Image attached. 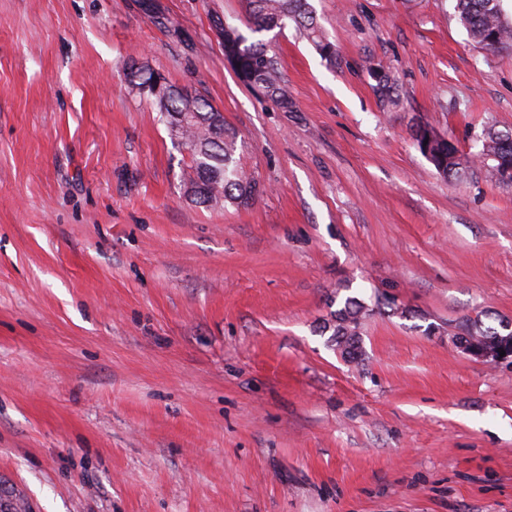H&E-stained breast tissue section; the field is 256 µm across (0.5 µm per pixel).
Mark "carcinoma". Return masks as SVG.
<instances>
[{
    "mask_svg": "<svg viewBox=\"0 0 512 512\" xmlns=\"http://www.w3.org/2000/svg\"><path fill=\"white\" fill-rule=\"evenodd\" d=\"M247 5L246 28L249 31H270L291 21L303 31L322 58L329 62L336 60V47L326 37L309 0H247ZM141 8L156 28L170 29L169 17L154 7V0H142ZM456 11L469 39L480 49L495 53L512 48V20L507 17L502 0H456ZM220 28L224 58L238 77L261 91L277 107L293 111L288 86L280 75L277 56L270 46L250 39L239 28L224 22L220 23ZM369 74L382 109L395 112L403 108L394 74L381 65L369 70ZM125 77L139 94L152 99L169 123L182 112L198 113L200 120L192 124L185 142L191 154L192 176L189 181L202 183L196 203L207 206L222 201L226 205L239 206L249 203L261 193L260 184L243 171L240 159L236 157V134L223 124L218 126V130H213L212 120L220 115V110L208 99L168 83L160 74L133 59L125 64ZM411 137L417 145L425 146L430 154L429 161L442 177L457 180L462 176L465 168L463 158L434 127L418 123L412 127ZM475 158L492 171L498 167L499 158L512 164V134L488 130L482 138V149ZM362 310V303L350 296L345 299L343 307L336 310L333 334L336 346H341L347 336H359ZM465 335L486 344L505 341L512 344V330L503 334L480 319L466 325ZM3 501L8 510L29 512V505L24 499L12 489L0 485V503Z\"/></svg>",
    "mask_w": 512,
    "mask_h": 512,
    "instance_id": "carcinoma-1",
    "label": "carcinoma"
}]
</instances>
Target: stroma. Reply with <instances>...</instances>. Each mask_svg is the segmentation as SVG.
Masks as SVG:
<instances>
[{
  "instance_id": "stroma-1",
  "label": "stroma",
  "mask_w": 512,
  "mask_h": 512,
  "mask_svg": "<svg viewBox=\"0 0 512 512\" xmlns=\"http://www.w3.org/2000/svg\"><path fill=\"white\" fill-rule=\"evenodd\" d=\"M140 2L0 0V483L33 512H512V363L454 344L512 322V186L409 136L469 159L512 129V49L455 0H311L335 64L262 35L285 112L224 58L246 0H156L167 31ZM131 56L223 112L262 194L191 201ZM369 66V74L375 84L373 89L378 97L383 111L395 112L403 108V100L400 97L398 82L394 74L380 64L373 70ZM410 131L416 145L425 146L430 154L428 160L442 177L458 180L462 176L465 162L461 154L456 156L457 149L448 142L445 136L425 123L416 124ZM425 140H428L427 144H424ZM362 303L355 297H347L342 308L336 312V330L333 334V341L339 348L344 343L345 336H355L358 343L356 351L350 359H356L360 349L359 326L363 310Z\"/></svg>"
}]
</instances>
